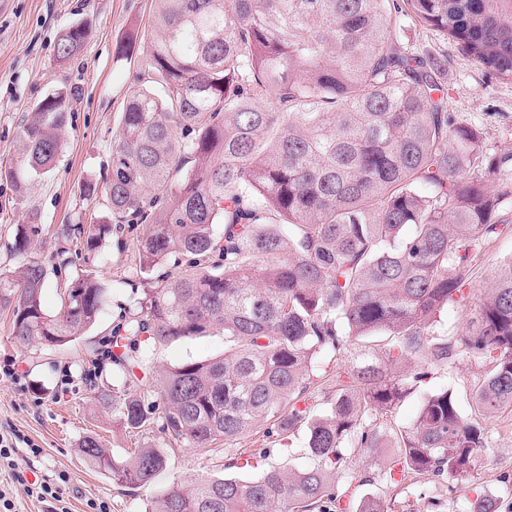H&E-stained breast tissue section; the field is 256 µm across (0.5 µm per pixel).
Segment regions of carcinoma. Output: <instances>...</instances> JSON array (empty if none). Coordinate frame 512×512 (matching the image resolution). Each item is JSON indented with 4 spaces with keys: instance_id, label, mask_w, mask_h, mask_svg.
I'll list each match as a JSON object with an SVG mask.
<instances>
[{
    "instance_id": "cac0c4a2",
    "label": "carcinoma",
    "mask_w": 512,
    "mask_h": 512,
    "mask_svg": "<svg viewBox=\"0 0 512 512\" xmlns=\"http://www.w3.org/2000/svg\"><path fill=\"white\" fill-rule=\"evenodd\" d=\"M149 41L131 29L117 49L143 43L146 64L129 93L112 148L105 215L71 224L94 249L115 228L136 232V311L112 327L110 365L121 384L102 398L128 432L156 429L169 446L239 444L256 429L282 440L306 433L310 464L252 478L201 477L159 492L149 512H345L339 486L350 456L388 441L397 486L424 476L459 482L487 447L485 421L512 411V261L501 265L467 326L432 330L464 301L478 247L500 233L512 195V153H489L479 129L457 123L435 56L402 38L412 23L451 38L475 65L512 81V0H154ZM87 26L65 27L54 59L80 57ZM71 93H49L22 125L29 171L56 161ZM271 101L275 108L261 103ZM501 181L496 192L485 180ZM26 189L0 165V180ZM42 233L18 224L14 252ZM179 269L174 275L167 270ZM45 266L28 259L0 277V304L25 348L65 347L96 321L104 288L70 280L58 312L41 296ZM224 331L228 353L160 369L140 345ZM389 336L387 358L366 340ZM329 351L351 363L314 373ZM484 358L465 416L447 389L423 396L416 421L384 416L429 370ZM418 360L403 378L396 362ZM148 384L151 393L137 390ZM330 414L313 416L316 395ZM85 462L112 483L147 486L166 469L153 446L116 458L83 438ZM483 494L465 512H499Z\"/></svg>"
}]
</instances>
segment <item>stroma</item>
Instances as JSON below:
<instances>
[{"instance_id":"obj_1","label":"stroma","mask_w":512,"mask_h":512,"mask_svg":"<svg viewBox=\"0 0 512 512\" xmlns=\"http://www.w3.org/2000/svg\"><path fill=\"white\" fill-rule=\"evenodd\" d=\"M152 0H0V163L22 167L20 131L24 119L47 93L71 87L67 134L56 166L29 178L24 192L0 181V273L10 274L20 264L11 250L15 225L38 220L43 233L34 255L47 267L42 303L47 312L60 307V285L80 271L92 272L105 286L102 311L96 323L72 344L21 348L11 336V315L0 308V365L15 363L16 378L0 377V431L14 430L34 441L38 453L20 449L15 467L0 471V486L11 489L13 512H50L29 497L14 473L37 474L54 482L65 474L67 512H89L88 501H103L110 512H145L153 497L173 484L195 478L227 476L231 449L223 443L199 450L187 446L168 449L169 463L151 486L131 490L113 485L88 467L80 451L84 436L94 434L116 456L137 444H158L159 435L125 432L115 422L112 407L97 401L82 381L78 368L86 359L88 342L108 341L112 324L123 307L142 294L135 260L116 235L106 236L94 252L82 243L61 237L66 224H86L102 216L95 201L81 190L92 183L104 186L111 170L112 147L121 128V114L136 78L145 68L141 50L121 57L117 40L129 29L150 34ZM82 21L88 37L78 61L56 63L53 50L67 25ZM403 38L443 56L447 71L448 109L459 123L476 127L489 152H512V82L489 75L469 61L458 45L435 32L409 25ZM507 231L483 243L475 262L465 303H452L436 317V330L452 335L462 330L476 308L484 288L499 266L512 259V199L502 208ZM66 250L69 264L57 269L53 258ZM224 333L183 339L153 350L157 366L187 360H205L224 354ZM479 358H459L448 369H434L426 380L429 391L450 389L463 414L472 410V389L487 368ZM488 446L477 457L472 482L450 486L431 477L393 488L384 478L391 451L371 448L354 455L349 472L362 478L363 493L379 497L385 512H459L465 500L489 492L498 497L501 512H512V416L503 414L487 422Z\"/></svg>"}]
</instances>
